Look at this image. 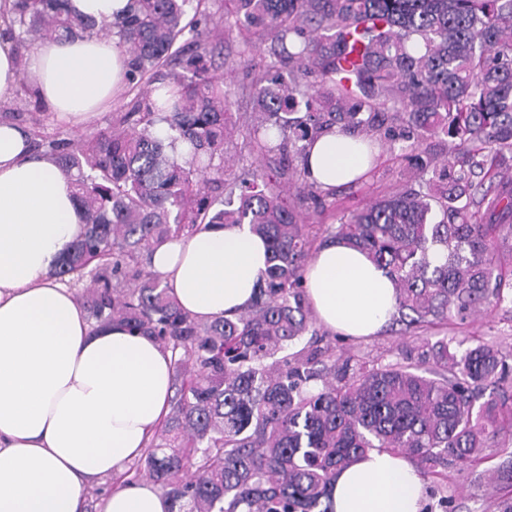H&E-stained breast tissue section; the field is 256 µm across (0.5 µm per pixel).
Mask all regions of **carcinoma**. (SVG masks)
<instances>
[{"mask_svg":"<svg viewBox=\"0 0 512 512\" xmlns=\"http://www.w3.org/2000/svg\"><path fill=\"white\" fill-rule=\"evenodd\" d=\"M187 2L132 0L99 28L65 0H16L11 24L30 43L115 33L129 79L145 82L111 129L50 141L48 151L74 177L85 213L56 275L91 277L96 322L120 321L178 355L173 411L149 443L148 473L177 512H331L336 470L372 449L477 460L512 434V408L492 397L476 404L512 371L494 347L459 354L437 339L424 359L434 378L398 365L338 369L328 346L288 347L317 335L303 281L316 250L306 205L332 202L304 162L334 128L408 143L402 186L325 238L386 270L392 320L445 328L452 316L512 304V265L497 256L502 233L512 237V0H224L222 24L206 10L185 20ZM256 33L273 58L262 66ZM230 40L258 87L246 132L255 161L238 175L224 151L236 129L231 75L208 64ZM440 136L446 159L419 151ZM269 156L280 157L272 175L260 164ZM202 224H248L268 243L270 265L233 318L190 317L142 265Z\"/></svg>","mask_w":512,"mask_h":512,"instance_id":"cac0c4a2","label":"carcinoma"}]
</instances>
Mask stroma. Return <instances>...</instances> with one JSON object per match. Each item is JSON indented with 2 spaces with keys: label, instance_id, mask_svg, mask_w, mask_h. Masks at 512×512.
I'll list each match as a JSON object with an SVG mask.
<instances>
[{
  "label": "stroma",
  "instance_id": "stroma-1",
  "mask_svg": "<svg viewBox=\"0 0 512 512\" xmlns=\"http://www.w3.org/2000/svg\"><path fill=\"white\" fill-rule=\"evenodd\" d=\"M140 88L129 85L126 91L113 99L111 105L99 112L89 123L71 128L58 123L51 112L31 92L16 94L8 109L17 123L26 128L40 126L41 134L48 141H73L80 136L107 130L113 115L129 111ZM404 159L400 143L380 141L379 156L368 177L356 184L336 188L334 207L324 213H312L307 232L313 237H323L328 225L338 224L346 216L366 203L396 191L401 184ZM453 338L455 343L468 348L476 343L493 345L505 355L512 365V309L491 307L480 315L459 320L449 318L447 329H419L405 335L399 328L388 327L362 339H348L333 331L319 328L317 336H304L300 346H330L336 360L352 359L353 362L372 368L388 364L420 363L431 341L441 337ZM485 463L473 467L458 461L444 466L421 464L426 480V512H501L502 504L511 494L502 482L491 474L492 468L512 459V437L503 435L489 442L484 448Z\"/></svg>",
  "mask_w": 512,
  "mask_h": 512
}]
</instances>
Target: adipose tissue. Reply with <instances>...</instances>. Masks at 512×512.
I'll return each mask as SVG.
<instances>
[{
	"mask_svg": "<svg viewBox=\"0 0 512 512\" xmlns=\"http://www.w3.org/2000/svg\"><path fill=\"white\" fill-rule=\"evenodd\" d=\"M0 0V106L20 83L58 121L80 126L125 88L130 58L118 38L42 41L19 55ZM377 161L363 137L333 131L311 147L323 189L359 181ZM84 233L75 185L54 155L0 119V512H86L101 478L123 474L147 447L172 396L173 358L154 337L120 324L92 327L56 268ZM248 225L208 227L158 247L150 267L191 317H233L267 266ZM319 322L351 337L375 334L396 309L385 271L342 243L320 246L305 270ZM426 484L400 453L373 450L337 472L334 512H421ZM102 512H171L154 485L122 483Z\"/></svg>",
	"mask_w": 512,
	"mask_h": 512,
	"instance_id": "ef3b65f1",
	"label": "adipose tissue"
}]
</instances>
